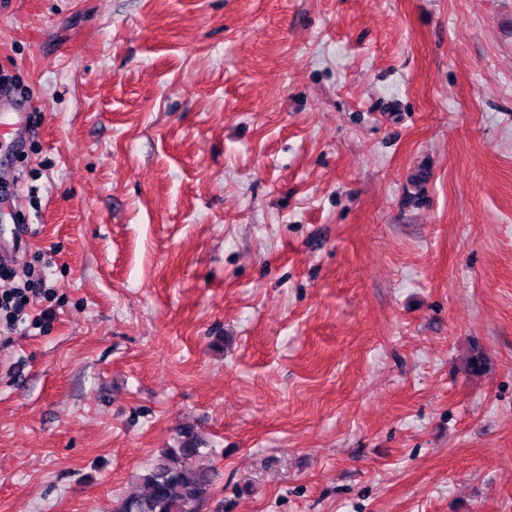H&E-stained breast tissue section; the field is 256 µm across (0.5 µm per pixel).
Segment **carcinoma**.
Wrapping results in <instances>:
<instances>
[{"instance_id": "cac0c4a2", "label": "carcinoma", "mask_w": 512, "mask_h": 512, "mask_svg": "<svg viewBox=\"0 0 512 512\" xmlns=\"http://www.w3.org/2000/svg\"><path fill=\"white\" fill-rule=\"evenodd\" d=\"M488 358L478 346L467 356V372H486ZM203 440L192 425L177 429L176 445L162 449L137 476L139 491L115 501L113 512H199L210 497L217 471L203 466Z\"/></svg>"}]
</instances>
